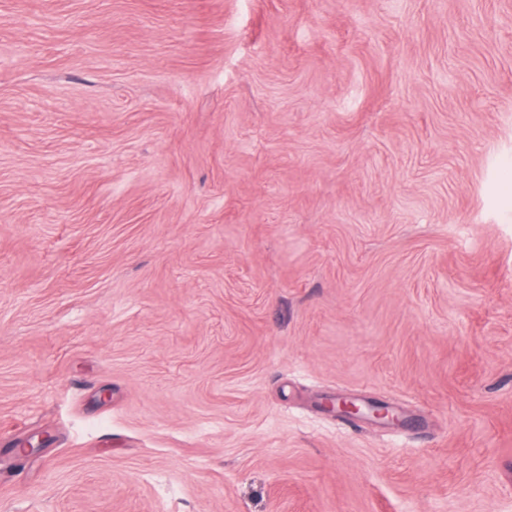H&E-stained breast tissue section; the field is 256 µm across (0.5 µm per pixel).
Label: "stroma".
Returning <instances> with one entry per match:
<instances>
[{"instance_id": "1", "label": "stroma", "mask_w": 512, "mask_h": 512, "mask_svg": "<svg viewBox=\"0 0 512 512\" xmlns=\"http://www.w3.org/2000/svg\"><path fill=\"white\" fill-rule=\"evenodd\" d=\"M0 512H512V0H0ZM328 412H336L348 417H367L376 421H398V415L394 413L388 404L379 401L358 404L355 400L346 398L337 399L326 405Z\"/></svg>"}]
</instances>
